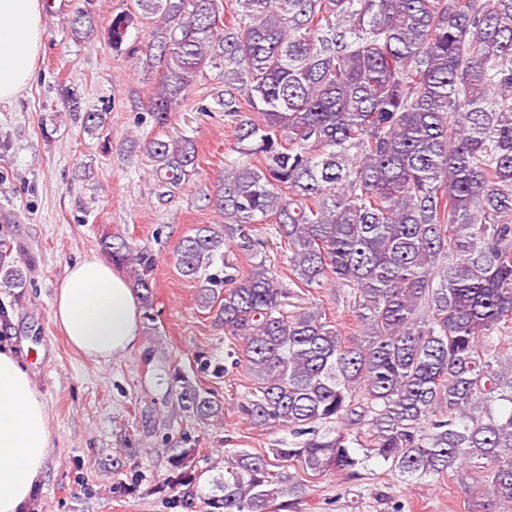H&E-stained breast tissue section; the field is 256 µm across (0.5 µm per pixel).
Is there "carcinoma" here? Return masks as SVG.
Returning a JSON list of instances; mask_svg holds the SVG:
<instances>
[{
	"mask_svg": "<svg viewBox=\"0 0 512 512\" xmlns=\"http://www.w3.org/2000/svg\"><path fill=\"white\" fill-rule=\"evenodd\" d=\"M105 30L120 52L151 20L146 58L163 73L149 112L166 126L205 69L224 112L243 117L214 201L224 223L184 237L175 266L197 304L243 340L255 427L293 440L224 458L205 512H273L300 485L288 468L359 475L375 459L422 480L463 472L512 512V0H136ZM82 11L78 39L95 34ZM158 186L188 184L193 139L149 141ZM251 224L288 244V285L265 261L242 271L225 241ZM135 264L153 306V256L101 240ZM359 292L363 333L319 308L285 309L291 286ZM0 242V288L26 286ZM182 410L221 404L181 372ZM196 449L174 448L168 488L192 506Z\"/></svg>",
	"mask_w": 512,
	"mask_h": 512,
	"instance_id": "cac0c4a2",
	"label": "carcinoma"
}]
</instances>
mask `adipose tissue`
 Segmentation results:
<instances>
[{
	"instance_id": "ef3b65f1",
	"label": "adipose tissue",
	"mask_w": 512,
	"mask_h": 512,
	"mask_svg": "<svg viewBox=\"0 0 512 512\" xmlns=\"http://www.w3.org/2000/svg\"><path fill=\"white\" fill-rule=\"evenodd\" d=\"M45 0H0V102L31 81L42 49ZM68 343L108 362L139 341L140 304L110 261L91 253L68 266L51 312ZM54 427L41 391L12 349L0 346V512H29L43 484Z\"/></svg>"
}]
</instances>
